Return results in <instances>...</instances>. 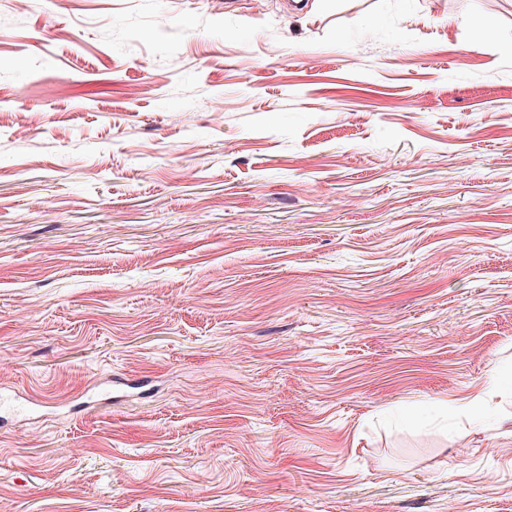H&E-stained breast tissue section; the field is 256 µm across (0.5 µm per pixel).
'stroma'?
Segmentation results:
<instances>
[{
  "label": "stroma",
  "instance_id": "1",
  "mask_svg": "<svg viewBox=\"0 0 512 512\" xmlns=\"http://www.w3.org/2000/svg\"><path fill=\"white\" fill-rule=\"evenodd\" d=\"M312 2L0 0V512H512V0Z\"/></svg>",
  "mask_w": 512,
  "mask_h": 512
}]
</instances>
